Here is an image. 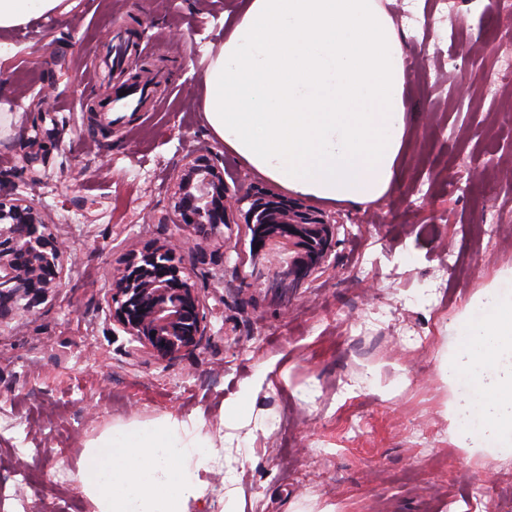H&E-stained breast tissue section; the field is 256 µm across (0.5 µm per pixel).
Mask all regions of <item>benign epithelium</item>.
Wrapping results in <instances>:
<instances>
[{"label": "benign epithelium", "instance_id": "1", "mask_svg": "<svg viewBox=\"0 0 512 512\" xmlns=\"http://www.w3.org/2000/svg\"><path fill=\"white\" fill-rule=\"evenodd\" d=\"M222 162L214 151L197 153L174 177L177 224L192 229L205 213L210 229L228 226L229 211L239 202L229 197ZM243 216L253 254L285 242L294 252L269 288H298L329 267L339 225L324 213L258 187ZM48 224L26 199L0 196V324L16 318L19 301L56 287L61 278L62 250ZM202 252L192 237L178 245H147L112 272L110 317L143 350L172 358L195 349L208 334L205 302L185 263L187 255Z\"/></svg>", "mask_w": 512, "mask_h": 512}]
</instances>
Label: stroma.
I'll return each mask as SVG.
<instances>
[{
  "mask_svg": "<svg viewBox=\"0 0 512 512\" xmlns=\"http://www.w3.org/2000/svg\"><path fill=\"white\" fill-rule=\"evenodd\" d=\"M66 2L0 54V194L50 214L65 249L57 287L0 325V512H90L86 442L169 414L201 419L220 449L199 512H512V455L452 444L442 374L449 323L512 269V146L494 138L512 88L480 80L512 49L498 0H381L408 45L397 183L366 205L306 198L339 223L336 246L279 297L256 278L279 274L283 248L253 257L238 214L197 228L206 258L186 266L210 331L170 359L115 330L106 297L130 250L179 236L174 173L210 149L236 197L281 190L203 113L207 50L243 0ZM144 75L157 87L137 115L108 126L88 111ZM249 382L250 421L224 426Z\"/></svg>",
  "mask_w": 512,
  "mask_h": 512,
  "instance_id": "35a3bbf8",
  "label": "stroma"
}]
</instances>
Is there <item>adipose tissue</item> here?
Listing matches in <instances>:
<instances>
[{
    "label": "adipose tissue",
    "instance_id": "1",
    "mask_svg": "<svg viewBox=\"0 0 512 512\" xmlns=\"http://www.w3.org/2000/svg\"><path fill=\"white\" fill-rule=\"evenodd\" d=\"M63 0H0V37ZM406 43L378 0H248L202 80L225 147L288 193L363 205L404 150ZM451 440L512 453V269L448 327ZM202 422L116 424L80 456L92 512H190L218 453Z\"/></svg>",
    "mask_w": 512,
    "mask_h": 512
}]
</instances>
